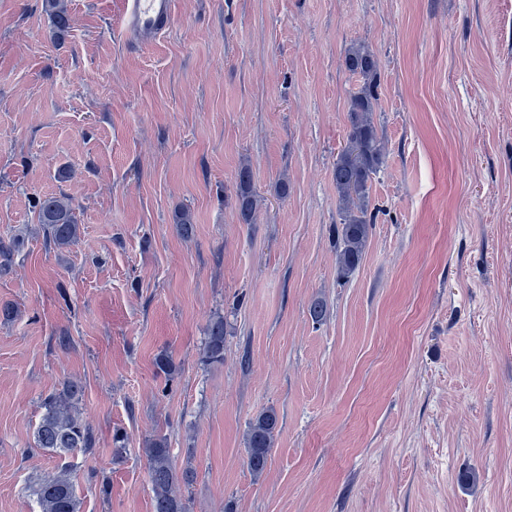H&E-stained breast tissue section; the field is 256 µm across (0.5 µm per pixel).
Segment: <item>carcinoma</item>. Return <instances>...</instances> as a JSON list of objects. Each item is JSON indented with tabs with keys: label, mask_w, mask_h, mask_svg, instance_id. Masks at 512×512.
Segmentation results:
<instances>
[{
	"label": "carcinoma",
	"mask_w": 512,
	"mask_h": 512,
	"mask_svg": "<svg viewBox=\"0 0 512 512\" xmlns=\"http://www.w3.org/2000/svg\"><path fill=\"white\" fill-rule=\"evenodd\" d=\"M54 29L64 34L69 29V14L64 0H47ZM345 66L360 77L358 88L351 93L347 145L339 152L333 170L338 193L339 224L336 225L338 275L347 278L362 262L367 241L375 224L370 210V185L384 163L385 145L373 120L378 101V63L363 45L351 46L344 58ZM237 207L242 221L250 224L258 207L252 188V172L243 166L238 171ZM40 223L45 225L49 241L58 246L70 244L79 226L71 202L63 196H46L37 202ZM224 319L210 326L204 347L209 363L224 361ZM82 388L70 381L42 399V415L35 439L37 447L62 456L75 450L94 448L95 438L78 413ZM278 418L268 410L253 422L246 439V465L253 476H261L267 468ZM149 481L154 493V512H189L181 488L194 479L191 468H178L167 439L157 437L143 449ZM39 512H79L74 485L69 471L59 469L42 479L34 488Z\"/></svg>",
	"instance_id": "obj_1"
}]
</instances>
